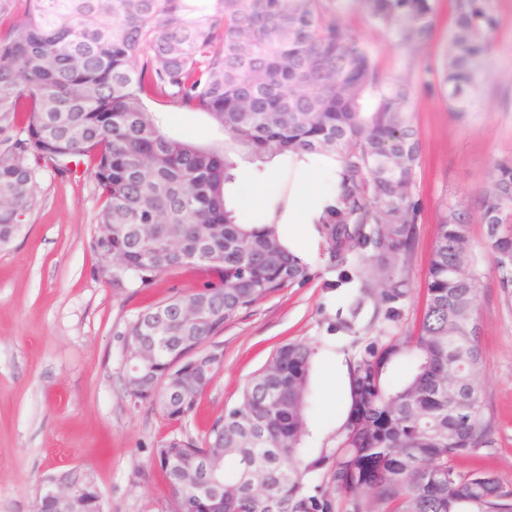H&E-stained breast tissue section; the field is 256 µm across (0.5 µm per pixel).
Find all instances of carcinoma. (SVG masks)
<instances>
[{
	"label": "carcinoma",
	"mask_w": 512,
	"mask_h": 512,
	"mask_svg": "<svg viewBox=\"0 0 512 512\" xmlns=\"http://www.w3.org/2000/svg\"><path fill=\"white\" fill-rule=\"evenodd\" d=\"M24 18L0 30V244L34 204L36 172L78 167L101 200L100 235H112V288L140 291L168 272L205 280L172 289L127 327L135 348L156 337L149 386L124 375L128 397L182 421L193 394L165 390L186 366L181 353L215 345L240 311L312 278L277 224H246L226 185L244 161L259 175L285 153L339 161L336 187L315 220L328 284H358L384 318L400 319L409 291L403 264L420 204L414 179L421 144L414 88L380 72L357 30L325 19L334 0H20ZM378 28L419 48L433 35L430 0H359ZM497 18L488 0H455L440 93L467 111ZM152 98L200 111L224 144L169 138ZM486 226L499 286L512 289V157L495 161L473 199L446 203L429 262L425 311L410 336L375 339L354 362L351 406L337 448L305 459L309 374L317 346L279 347L214 417L202 442L171 437L152 449L169 492L186 512L185 473L220 452L224 497L205 512H512V490L458 457L491 443L475 319L479 278L468 267L469 207ZM184 309L203 315L192 322ZM409 366L394 383L390 369Z\"/></svg>",
	"instance_id": "1"
}]
</instances>
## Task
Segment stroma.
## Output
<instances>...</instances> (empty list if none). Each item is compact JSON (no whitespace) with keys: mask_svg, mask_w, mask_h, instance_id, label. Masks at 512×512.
I'll return each instance as SVG.
<instances>
[{"mask_svg":"<svg viewBox=\"0 0 512 512\" xmlns=\"http://www.w3.org/2000/svg\"><path fill=\"white\" fill-rule=\"evenodd\" d=\"M431 41L413 52L393 31L373 28L357 0H342L337 20L358 29L372 45L385 76H408L416 91L412 122L421 142L415 195L421 217L404 264L411 292L401 319L391 323L366 303L352 330L337 325L345 289L329 287L320 258L321 239L310 230L303 256L313 276L241 312L218 337L224 365L199 398L195 416L175 422L147 405H134L123 389L122 335L148 303L169 287L188 289L195 272L164 275L156 288L116 293L96 272L91 248L100 210L98 192L83 173L38 171L34 205L11 240L0 245V512H34L49 478L92 481L106 512H167L168 492L149 461L150 451L179 434L204 439L206 425L238 403L248 379L281 345H318L307 412L308 455L336 448L350 408L351 368L369 342L407 336L417 328L426 274L444 203L472 196L486 184L493 163L512 157V0H490L498 19L483 59V77L467 112H449L439 94L452 17L450 0H433ZM167 134L200 144L223 143V131L200 112L148 102ZM275 177L256 176L244 163L226 187V202L248 224L295 226L299 188L328 197L336 166L317 157L306 185L291 155L275 160ZM486 227L470 224L472 267L480 279L475 317L484 353L483 412L493 429L491 447L457 459L461 471L482 469L512 485V296L499 288L484 243Z\"/></svg>","mask_w":512,"mask_h":512,"instance_id":"stroma-1","label":"stroma"}]
</instances>
